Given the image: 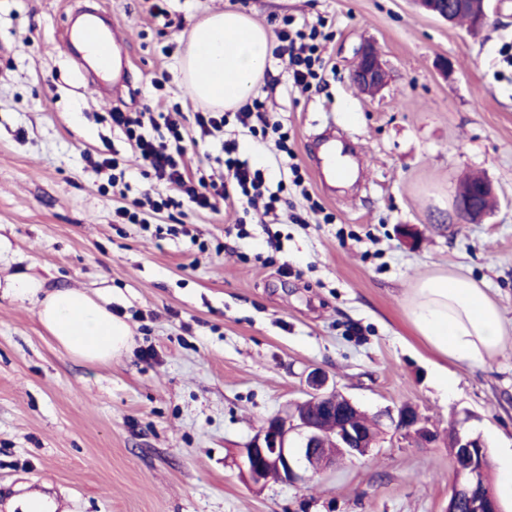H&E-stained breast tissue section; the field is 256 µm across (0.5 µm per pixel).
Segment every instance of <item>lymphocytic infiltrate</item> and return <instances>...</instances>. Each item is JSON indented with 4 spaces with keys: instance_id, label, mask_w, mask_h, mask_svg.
Masks as SVG:
<instances>
[{
    "instance_id": "obj_1",
    "label": "lymphocytic infiltrate",
    "mask_w": 512,
    "mask_h": 512,
    "mask_svg": "<svg viewBox=\"0 0 512 512\" xmlns=\"http://www.w3.org/2000/svg\"><path fill=\"white\" fill-rule=\"evenodd\" d=\"M317 36V31L305 32L289 24L277 32L279 44L275 52L288 56L294 86L309 88L318 77ZM112 124L133 142L149 174L156 181L174 186L191 206L212 209L220 201L232 204L243 199L253 210L267 214L275 211L277 198L267 195L262 170L237 157L235 142H223L224 177L214 182L203 176L188 175L181 168L184 136L181 124L172 116L160 121L150 112H116ZM161 126L166 127V134H158Z\"/></svg>"
}]
</instances>
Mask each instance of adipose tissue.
Here are the masks:
<instances>
[{
	"label": "adipose tissue",
	"mask_w": 512,
	"mask_h": 512,
	"mask_svg": "<svg viewBox=\"0 0 512 512\" xmlns=\"http://www.w3.org/2000/svg\"><path fill=\"white\" fill-rule=\"evenodd\" d=\"M274 47L273 31L244 11L215 12L190 37L180 60L182 83L212 109H239L256 97ZM7 288L38 298L42 324L75 357L109 361L129 344L130 329L108 310L107 298L72 288L42 296L29 282L12 281ZM406 314L434 351L456 362L480 363L496 355L506 334L500 310L484 288L446 271L414 284Z\"/></svg>",
	"instance_id": "1"
}]
</instances>
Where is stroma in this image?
Instances as JSON below:
<instances>
[{
  "mask_svg": "<svg viewBox=\"0 0 512 512\" xmlns=\"http://www.w3.org/2000/svg\"><path fill=\"white\" fill-rule=\"evenodd\" d=\"M152 3L0 0V282L109 296L132 332L112 361L84 360L45 330L36 301L0 291V512L31 495L56 512H445V443L420 446L386 418L367 456L305 483L241 478L242 448L304 399L315 369L368 416L409 404L443 436L464 421L499 487L512 450V0H488L477 33L413 0H167L165 21ZM229 5L275 31L286 17L322 28L319 80L294 88L275 55L259 93L291 155L236 122L205 138L194 122L179 60L194 26ZM81 7L111 15L123 71L88 77L66 48ZM366 41L388 71L373 96L351 79ZM117 110L181 111L192 170L222 171V140L236 139L264 167L277 218L241 201L116 223V209L171 193L113 127ZM331 129L359 165L354 182L323 178ZM111 155L127 164L121 193L92 167ZM473 173L493 185L490 213L454 223ZM439 270L499 307L508 335L492 359L447 360L409 322L410 289Z\"/></svg>",
  "mask_w": 512,
  "mask_h": 512,
  "instance_id": "stroma-1",
  "label": "stroma"
}]
</instances>
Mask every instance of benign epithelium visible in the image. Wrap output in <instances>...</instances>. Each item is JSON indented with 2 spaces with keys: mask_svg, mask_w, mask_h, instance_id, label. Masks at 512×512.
Here are the masks:
<instances>
[{
  "mask_svg": "<svg viewBox=\"0 0 512 512\" xmlns=\"http://www.w3.org/2000/svg\"><path fill=\"white\" fill-rule=\"evenodd\" d=\"M429 14L450 23L467 13L474 20V29H480L489 21L484 0H417ZM355 84L366 93L379 91L386 83V71L376 48L367 43L362 46L353 71ZM469 191L455 196L454 210L461 223L475 224L487 213L484 200L491 197L490 181L474 175L467 180ZM307 399L296 402L284 412L267 419L250 442L241 450L240 472L246 482L262 489L275 477L281 483L298 484L336 462V457L325 448L323 425L309 420L303 409L309 404L330 401L348 405L346 417L334 425L331 433L337 437L338 448L349 457L364 456L374 444L354 419L360 408L335 385H329V377L314 370L306 379ZM394 431L404 436H414L425 446L438 441L436 430L428 426L419 410L411 405L400 407L397 414L385 413ZM485 442L481 436L467 430L460 431L458 443L452 455L453 481L448 496V512H501L500 502L491 490L479 493L482 481V455Z\"/></svg>",
  "mask_w": 512,
  "mask_h": 512,
  "instance_id": "obj_1",
  "label": "benign epithelium"
}]
</instances>
